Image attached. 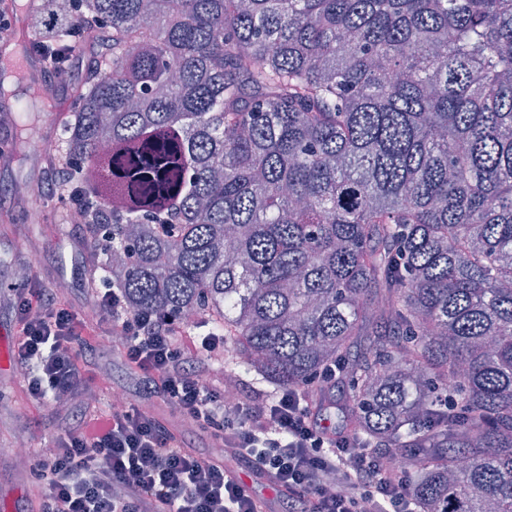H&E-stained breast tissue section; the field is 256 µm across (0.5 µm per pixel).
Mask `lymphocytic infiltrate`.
<instances>
[{
	"label": "lymphocytic infiltrate",
	"instance_id": "f902f5d3",
	"mask_svg": "<svg viewBox=\"0 0 512 512\" xmlns=\"http://www.w3.org/2000/svg\"><path fill=\"white\" fill-rule=\"evenodd\" d=\"M93 306V315H76L51 288H27L11 301L15 360L26 369L30 403L55 402L86 383L76 345L88 331L117 339L149 393L109 410L84 408L42 462L49 481L39 512H266L234 475L236 462L279 488L288 512H416L388 459L325 431L294 391L258 405L241 396L226 407L211 377L227 346L204 322L126 310L107 283L94 288ZM154 396L209 432L223 462L188 452L157 417Z\"/></svg>",
	"mask_w": 512,
	"mask_h": 512
}]
</instances>
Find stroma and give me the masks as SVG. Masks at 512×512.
<instances>
[{
  "label": "stroma",
  "instance_id": "obj_1",
  "mask_svg": "<svg viewBox=\"0 0 512 512\" xmlns=\"http://www.w3.org/2000/svg\"><path fill=\"white\" fill-rule=\"evenodd\" d=\"M57 129L47 118H40L24 149L22 161L9 165L0 163V285L13 280V270L20 264H30L32 283L61 282L64 296L76 309L84 311L92 305L90 257L94 249L84 226L67 223L63 213H56L53 222L9 225L11 214L25 209L12 186L17 182L36 184L43 203L56 197L54 188L64 179L63 174L47 171L43 158L47 141ZM94 381L91 385L101 408L112 402L110 387L123 390L128 399H139L142 383L124 363L118 347L92 339L82 350ZM83 396H76L68 406L55 408L37 406L25 397L24 379L16 365L0 366V512L15 507L24 512L37 505L45 485L13 462V450L18 441H25L31 459H40L43 449L54 447L57 440L73 427L83 407Z\"/></svg>",
  "mask_w": 512,
  "mask_h": 512
}]
</instances>
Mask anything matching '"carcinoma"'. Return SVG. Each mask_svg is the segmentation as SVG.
Wrapping results in <instances>:
<instances>
[{"mask_svg":"<svg viewBox=\"0 0 512 512\" xmlns=\"http://www.w3.org/2000/svg\"><path fill=\"white\" fill-rule=\"evenodd\" d=\"M92 43L48 159L128 309L206 312L417 512H512V0H40L0 47ZM3 61L17 160L55 103Z\"/></svg>","mask_w":512,"mask_h":512,"instance_id":"obj_1","label":"carcinoma"}]
</instances>
